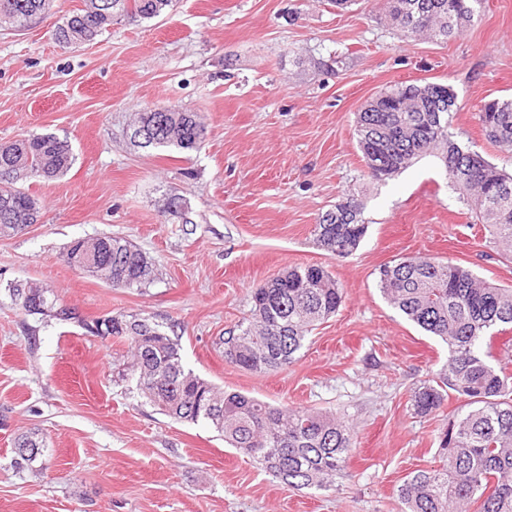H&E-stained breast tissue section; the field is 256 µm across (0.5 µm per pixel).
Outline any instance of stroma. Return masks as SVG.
I'll use <instances>...</instances> for the list:
<instances>
[{"label": "stroma", "instance_id": "obj_1", "mask_svg": "<svg viewBox=\"0 0 512 512\" xmlns=\"http://www.w3.org/2000/svg\"><path fill=\"white\" fill-rule=\"evenodd\" d=\"M81 5L53 0L50 18L0 30V143L52 133L75 158L61 178L25 181L41 218L0 238V512H400L398 486L439 463L432 432L444 418L416 415L411 393L448 349L387 303L379 268L449 259L512 288V255L436 158L372 181L356 114L399 82L451 85L456 140L512 172V151L477 119L486 102L512 99V0H485L480 20L445 42L402 38L386 0H177L166 17L62 49L53 26ZM167 106L201 113L200 150L130 143L134 112ZM350 191L369 229L339 259L313 229ZM172 195L190 223L161 217ZM102 233L146 252L158 280L115 288L65 261L72 240ZM309 264L346 289L339 312L285 370L227 363L216 341L249 317L253 285ZM15 282L52 289L73 319L19 310L6 290ZM121 312L174 325L185 367L225 391L352 420L358 442L331 489L289 488L208 425L145 404L118 375L126 344L81 326ZM33 431L44 452L16 473L15 443Z\"/></svg>", "mask_w": 512, "mask_h": 512}]
</instances>
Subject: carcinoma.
Returning a JSON list of instances; mask_svg holds the SVG:
<instances>
[{"label": "carcinoma", "instance_id": "carcinoma-1", "mask_svg": "<svg viewBox=\"0 0 512 512\" xmlns=\"http://www.w3.org/2000/svg\"><path fill=\"white\" fill-rule=\"evenodd\" d=\"M174 0H83L55 26L64 49L86 45L118 21L158 18ZM484 0H388L391 25L405 38L446 40L481 17ZM52 0H0V24L27 26L45 18ZM356 117L363 161L387 156L386 180L414 160L435 154L448 187L459 194L475 221L495 243L512 252V175L478 151L462 147L450 131L457 96L449 85L402 83L382 91ZM485 136L512 149V100L495 99L477 114ZM146 128L141 148L200 149L206 127L198 112L167 107L136 113L132 132ZM67 142L37 134L0 143V238L39 221V200L17 186L13 174L36 170L57 178L72 167ZM360 196L348 192L314 227L319 246L338 258L351 255L366 235ZM186 199L171 196L163 216L191 223ZM66 261L114 288H142L157 279L152 260L125 238L103 234L71 241ZM384 298L408 320L448 346V360L436 377L413 391L416 415L442 412L449 395L466 410L448 416L436 429L441 465L418 470L399 489L401 512H512V373L495 362L497 335L512 330V288H501L471 269L428 257H403L379 269ZM43 287L12 288V301L31 315L73 319V312L47 297ZM344 287L323 266H295L255 285L251 317L219 338L224 359L249 372L266 374L297 360L305 340L344 303ZM38 301L28 309L26 302ZM107 335L128 345L125 371L138 394L176 421L209 425L224 442L258 462L279 482L296 489L326 490L345 466L357 438L356 427L338 414L307 408L273 407L248 395L227 393L185 369L178 337L145 317L116 314ZM44 444L35 435L16 441L11 467L32 468Z\"/></svg>", "mask_w": 512, "mask_h": 512}]
</instances>
